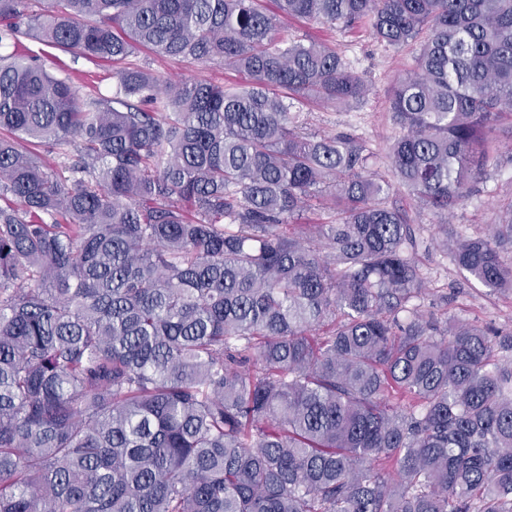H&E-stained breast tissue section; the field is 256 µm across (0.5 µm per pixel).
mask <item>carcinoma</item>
<instances>
[{
    "instance_id": "cac0c4a2",
    "label": "carcinoma",
    "mask_w": 512,
    "mask_h": 512,
    "mask_svg": "<svg viewBox=\"0 0 512 512\" xmlns=\"http://www.w3.org/2000/svg\"><path fill=\"white\" fill-rule=\"evenodd\" d=\"M277 2L419 46L391 168L465 199L512 117V0ZM24 39L246 85L128 66L83 95L0 53V512H512V332L414 303L417 227L367 146L284 103L363 101L334 46L262 0H0V47ZM505 241L512 204L455 262L512 289ZM133 63L153 73L171 79L195 80L199 82L239 83L243 77L219 62L204 63L193 60L160 58L147 50L140 49L129 58Z\"/></svg>"
}]
</instances>
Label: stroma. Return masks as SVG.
Segmentation results:
<instances>
[{"label":"stroma","mask_w":512,"mask_h":512,"mask_svg":"<svg viewBox=\"0 0 512 512\" xmlns=\"http://www.w3.org/2000/svg\"><path fill=\"white\" fill-rule=\"evenodd\" d=\"M285 34L292 39L315 38L330 40L336 50L362 75L369 92L361 104L301 106L290 104L289 110L298 115L312 133H346L365 141L372 153L368 167L384 178H391L389 150L399 133L389 109L395 80L412 63L413 48H394L375 42L360 27L345 29L329 27L304 19L285 18L281 21ZM133 63L153 73L171 78L199 82H241L240 74L224 65L193 60L161 58L147 50H139ZM47 69L60 73L68 69L81 92L97 87L112 86V66L106 62L73 60L68 53L48 50L44 57ZM496 151L487 162L472 192L447 217L436 216L421 206L401 187H392L387 205L406 209L412 223L421 228L422 243L417 252L422 291L417 298L423 310L445 315L460 322H475L505 332L512 331V290L496 292L459 270L450 250L442 248V240L456 242L462 238L483 235L491 224L512 203V123L503 122L495 131Z\"/></svg>","instance_id":"35a3bbf8"}]
</instances>
